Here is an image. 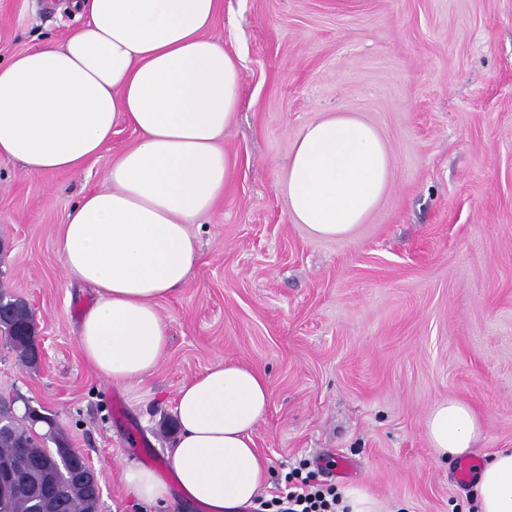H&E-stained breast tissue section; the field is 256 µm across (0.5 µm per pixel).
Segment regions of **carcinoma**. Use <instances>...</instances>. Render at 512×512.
<instances>
[{
  "instance_id": "cac0c4a2",
  "label": "carcinoma",
  "mask_w": 512,
  "mask_h": 512,
  "mask_svg": "<svg viewBox=\"0 0 512 512\" xmlns=\"http://www.w3.org/2000/svg\"><path fill=\"white\" fill-rule=\"evenodd\" d=\"M0 328L7 332L9 344L24 367H32V330L35 328L34 313L26 301L5 288H0ZM18 397H0V470L19 461L26 464L28 484L37 489L44 484V466L53 451L49 444L63 437L54 420L47 421L48 431L44 438L36 439L29 434L30 421L17 416L14 404ZM72 465L59 462L52 470L56 488V512H84L94 507L95 490L89 485H77L71 475ZM32 497L25 494L0 492V512H33Z\"/></svg>"
}]
</instances>
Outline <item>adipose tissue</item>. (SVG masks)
<instances>
[{
	"label": "adipose tissue",
	"mask_w": 512,
	"mask_h": 512,
	"mask_svg": "<svg viewBox=\"0 0 512 512\" xmlns=\"http://www.w3.org/2000/svg\"><path fill=\"white\" fill-rule=\"evenodd\" d=\"M221 0H69L81 27L0 64V159L41 175L81 169L114 127L137 140L110 165L103 189L84 194L58 226L70 282L94 289L78 345L102 378L142 380L168 349L157 303L199 259L191 224L223 196L233 168L220 142L241 100L236 59L209 31ZM392 176L389 150L362 118L330 112L291 143L281 190L294 223L313 237L351 236L379 204ZM271 400L268 380L231 360L184 384L167 454L190 501L238 512L256 497L267 465L252 434ZM425 433L440 462L471 454L482 424L465 402L436 403ZM127 494L167 503L156 473L125 466ZM473 512H512V448L477 471Z\"/></svg>",
	"instance_id": "1"
}]
</instances>
